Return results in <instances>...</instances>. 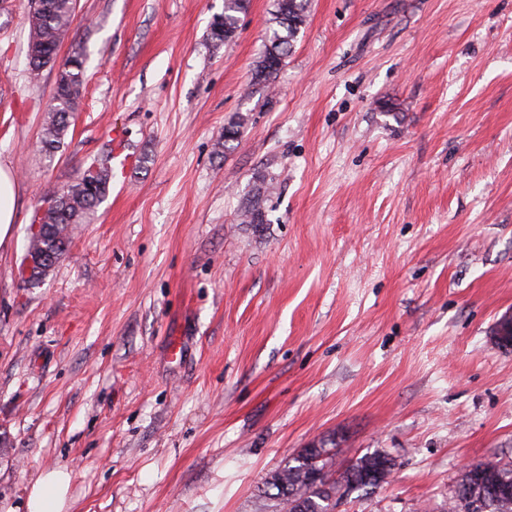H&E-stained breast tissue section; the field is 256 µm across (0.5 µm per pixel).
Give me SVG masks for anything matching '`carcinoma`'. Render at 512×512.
<instances>
[{
    "instance_id": "1",
    "label": "carcinoma",
    "mask_w": 512,
    "mask_h": 512,
    "mask_svg": "<svg viewBox=\"0 0 512 512\" xmlns=\"http://www.w3.org/2000/svg\"><path fill=\"white\" fill-rule=\"evenodd\" d=\"M249 0H224L222 22L209 29V39L214 45L232 40L238 30L240 17ZM309 0H276L270 19L271 36L264 52L256 61L253 81L265 84L283 66L291 50V42L305 25ZM75 0H37V8L28 20V60L33 77H38L52 56L58 51L62 38L69 31L75 13ZM77 67L57 78L55 98L48 112L40 148L51 158L64 143L72 124L78 101L73 89L84 86V57L79 51L72 53ZM241 121L224 127V140L217 143L216 154L224 153L228 144L239 134ZM112 178L107 161L85 168L76 180L46 196L51 201L41 219V238L32 245H41L55 255V260L35 271L28 279H21L23 286L33 287L41 282L65 256L71 244L73 230L106 198ZM329 442L303 449L297 457L274 472L267 488L276 493H265L272 502L271 512H336V495L350 494L355 490L378 487L370 474L385 470L375 451L356 459L338 474L332 469L333 454ZM448 512H512V465L477 463L467 470L458 488L448 500Z\"/></svg>"
}]
</instances>
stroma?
I'll return each mask as SVG.
<instances>
[{"instance_id": "stroma-1", "label": "stroma", "mask_w": 512, "mask_h": 512, "mask_svg": "<svg viewBox=\"0 0 512 512\" xmlns=\"http://www.w3.org/2000/svg\"><path fill=\"white\" fill-rule=\"evenodd\" d=\"M274 4L217 46L224 0H77L85 92L49 160L56 72L29 74L30 0H0V512L59 467L64 512H264L323 438L395 463L336 512H446L467 465L512 463V0H311L266 87ZM119 153L22 287L40 199ZM15 180L8 168L0 166V246L12 235L15 219Z\"/></svg>"}]
</instances>
